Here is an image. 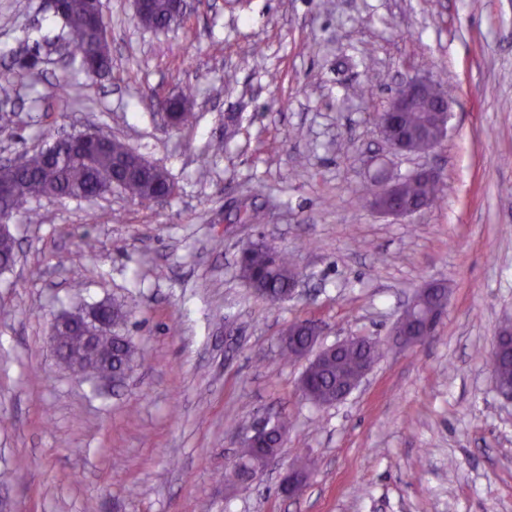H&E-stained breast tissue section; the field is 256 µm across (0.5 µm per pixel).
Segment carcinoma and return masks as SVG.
Returning a JSON list of instances; mask_svg holds the SVG:
<instances>
[{
  "label": "carcinoma",
  "mask_w": 512,
  "mask_h": 512,
  "mask_svg": "<svg viewBox=\"0 0 512 512\" xmlns=\"http://www.w3.org/2000/svg\"><path fill=\"white\" fill-rule=\"evenodd\" d=\"M153 17L169 26L185 27V18L171 16L170 0H154ZM60 23L59 38L63 39L67 50L80 67L87 65L88 53H94L93 64L96 75H107L112 71V53L107 37V29H101L91 22L80 4L73 0L57 16ZM427 113L404 112L402 125L409 131H417L424 126ZM130 155V147L121 139L110 138L107 149L94 154L91 162L82 159V150L72 142L62 148L54 142L44 150L43 158L24 171L0 169V183L12 184L16 192L8 197L0 196V209L12 215L21 212L27 214L29 221L37 220V215L27 209V204L40 197H88L96 188L112 181L115 164ZM123 190L142 202H151L158 195L173 196L176 192L174 182L164 171L152 170L144 175H132L123 178ZM406 201L421 207L430 208L440 205L444 198V184L440 180L407 182L403 186ZM239 278L258 296L276 302L288 297L290 289L298 276L297 269L290 256L272 249L264 243H251L244 248L237 262ZM112 346L113 380L124 377L134 358L135 349L130 339L123 335L104 340V346ZM384 349V343L378 341L370 348L356 346L339 355L322 361L309 371V383L312 390V402L317 406L336 403L338 387L353 379L359 367L371 359L378 360ZM491 372L500 382L512 386V358L488 359ZM290 421L286 415L276 416L269 425L270 432L258 435L252 442L244 445L239 461L231 472L236 481H243L250 472L258 468L264 458L279 451V437L288 433Z\"/></svg>",
  "instance_id": "carcinoma-1"
}]
</instances>
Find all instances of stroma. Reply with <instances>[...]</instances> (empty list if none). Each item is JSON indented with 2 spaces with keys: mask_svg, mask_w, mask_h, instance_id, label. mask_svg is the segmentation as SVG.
I'll return each mask as SVG.
<instances>
[{
  "mask_svg": "<svg viewBox=\"0 0 512 512\" xmlns=\"http://www.w3.org/2000/svg\"><path fill=\"white\" fill-rule=\"evenodd\" d=\"M112 74L66 63L49 0H0V157L89 127L176 183L166 203L113 190L41 199L17 216L0 274V512H512V402L484 360L512 319V0H198L187 30L154 31L132 0H101ZM82 87L62 100L59 82ZM454 85L448 136L405 154L377 126L406 78ZM187 94L193 124L164 128L143 97ZM223 141L224 150L209 146ZM438 169L443 203L376 212L377 171ZM258 210L250 224L234 220ZM291 255L293 298L238 277L243 248ZM447 282L435 337L386 348L345 400L300 391L288 325L330 345L386 340L415 289ZM107 301L138 356L96 389L59 364L50 326ZM237 333L225 335V325ZM292 424L255 480L224 476L253 422ZM310 461L284 493L289 466Z\"/></svg>",
  "mask_w": 512,
  "mask_h": 512,
  "instance_id": "1",
  "label": "stroma"
}]
</instances>
